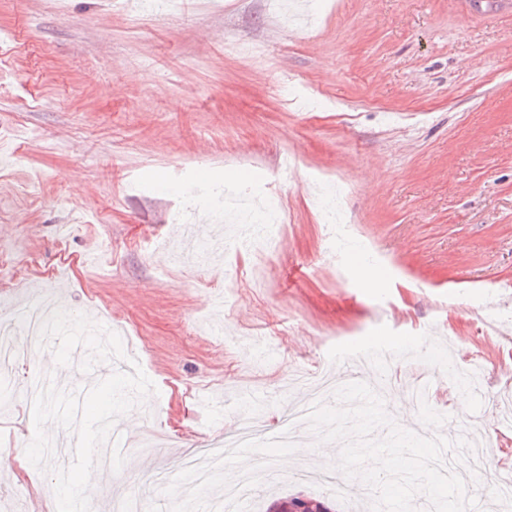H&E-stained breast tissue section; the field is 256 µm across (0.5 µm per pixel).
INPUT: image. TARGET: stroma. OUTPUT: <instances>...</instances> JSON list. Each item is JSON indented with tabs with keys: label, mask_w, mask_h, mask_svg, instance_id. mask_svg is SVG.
I'll return each instance as SVG.
<instances>
[{
	"label": "stroma",
	"mask_w": 512,
	"mask_h": 512,
	"mask_svg": "<svg viewBox=\"0 0 512 512\" xmlns=\"http://www.w3.org/2000/svg\"><path fill=\"white\" fill-rule=\"evenodd\" d=\"M312 2L293 29L266 0H182L138 25L139 0H0V288L57 281L64 311L148 344L157 392L139 428L181 436L167 460L127 440L92 476L98 503L122 488L143 512H200L178 486L145 488L147 464L179 471L240 416L296 403L283 384L298 369L371 359L410 405L420 361L381 354L399 336L438 359L448 430L471 414L467 368L488 395L512 390V8ZM146 175L177 189L138 194ZM269 197L276 251H172L185 207L244 224ZM270 334L263 360L240 343ZM8 398L0 449L21 455L33 418L19 386ZM356 490L284 481L251 512L292 494L354 512ZM30 504L57 512L34 467L0 482V512Z\"/></svg>",
	"instance_id": "1"
}]
</instances>
